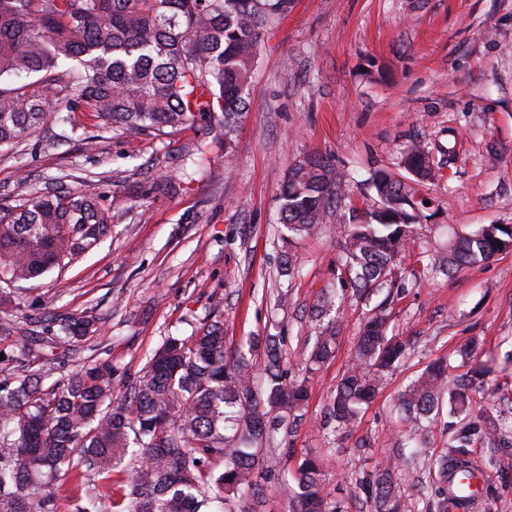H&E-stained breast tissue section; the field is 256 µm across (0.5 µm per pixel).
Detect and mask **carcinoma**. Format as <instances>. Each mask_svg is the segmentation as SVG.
Wrapping results in <instances>:
<instances>
[{
	"label": "carcinoma",
	"instance_id": "1",
	"mask_svg": "<svg viewBox=\"0 0 512 512\" xmlns=\"http://www.w3.org/2000/svg\"><path fill=\"white\" fill-rule=\"evenodd\" d=\"M296 0H0V147L13 146L63 112L87 107L114 130L154 136L183 126L213 130L232 140L268 24L287 16ZM399 177L377 170L376 199L342 224L341 273L353 293L369 301L395 287L398 256L416 243L428 218L423 187L440 169L421 142L402 151ZM348 199L335 165L309 156L289 171L279 195V223L293 234L315 232L331 209ZM112 228V202L89 180L79 189L63 181L28 188L0 203V280H34L79 260ZM512 250V225L489 224L448 235V274ZM336 295L314 306L319 332L310 366L326 361L336 338ZM60 334L42 336L20 326L17 351L0 361V512H58L53 488L79 480L86 488L69 512H234L233 502L259 495L257 474L267 454L264 436L308 400L304 381L282 369V337L257 336L248 350H226L224 323L202 324L187 337L167 336L145 367L129 377L109 358L62 373L44 344L73 346L92 339L93 313L61 318ZM379 307L361 325L355 358L336 384L328 408L337 427L356 422L384 375L405 355L388 335ZM263 349L265 372L256 383L250 354ZM448 359L430 362L396 405L415 443L423 421L439 412L442 395L458 422L430 485L428 512H448V469L471 473L474 438L493 446L512 442V420L488 423L474 409V381L450 382ZM128 392L112 396V383ZM128 469L120 496L104 491L113 473ZM322 464L305 456L292 475V512H343L323 495ZM373 512H401L396 466L387 463L359 482Z\"/></svg>",
	"mask_w": 512,
	"mask_h": 512
}]
</instances>
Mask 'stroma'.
I'll return each mask as SVG.
<instances>
[{"instance_id": "stroma-1", "label": "stroma", "mask_w": 512, "mask_h": 512, "mask_svg": "<svg viewBox=\"0 0 512 512\" xmlns=\"http://www.w3.org/2000/svg\"><path fill=\"white\" fill-rule=\"evenodd\" d=\"M73 118L75 137L63 138L64 124L54 123L16 148H0V200L60 175L107 171L112 232L65 269L0 282V295L12 301L0 309V352L13 349L18 323L91 310L96 338L52 351L69 366L99 350L134 375L165 336L190 335L215 319L232 352L252 336L282 337L285 367L308 378L309 400L270 440L255 512H291L287 474L307 455L320 457L325 492L346 512H371L350 489L389 459L398 465L403 512H425L421 489L435 478L452 417L444 410L427 421L414 450L395 400L435 359H450L465 374L470 365L458 351L467 344L491 370L477 405L512 418V407L498 402L512 395V251L451 277L441 271L449 227L512 224V0H296L265 33L229 146L218 130L156 137L102 128L88 111ZM83 134L97 136L96 153L83 151ZM413 139L442 169L427 189L437 214L419 230L421 249L396 265L404 292L366 303L345 291L333 355L307 374L304 355L317 332L311 308L339 286L336 227L351 211L341 204L320 234L284 239L281 185L296 162L320 155L350 175L353 202L362 203L372 196L371 172L398 171ZM173 157L182 169L172 187L165 173ZM380 302L390 335L409 349L357 424L339 431L327 422V407L361 322ZM470 457L487 475L473 512H512V448L478 440Z\"/></svg>"}]
</instances>
